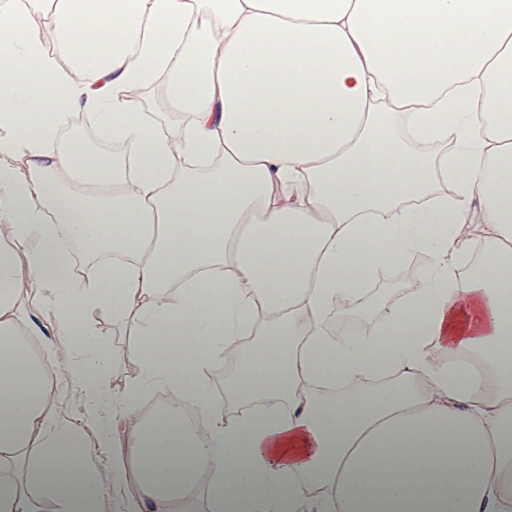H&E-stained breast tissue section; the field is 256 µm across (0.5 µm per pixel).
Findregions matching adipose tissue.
<instances>
[{
    "label": "adipose tissue",
    "mask_w": 512,
    "mask_h": 512,
    "mask_svg": "<svg viewBox=\"0 0 512 512\" xmlns=\"http://www.w3.org/2000/svg\"><path fill=\"white\" fill-rule=\"evenodd\" d=\"M415 251L371 332L337 331ZM21 255L112 405V475L53 422ZM98 308L140 368L112 391ZM129 478L136 512H512V0H0V512ZM140 102L143 112L150 113L154 117V120L161 125H164L174 118L173 112L162 100L156 87L145 89ZM409 260L408 263H406ZM429 261L428 255L425 253H410L402 261L406 263L400 272L398 278L393 280H378L375 278L373 283L368 287V295L373 293H392L399 289L405 288L407 284L427 265ZM88 329L93 332L90 336L95 344L111 355L112 351L124 347L126 330L112 322V316L102 310L94 311L89 318Z\"/></svg>",
    "instance_id": "obj_1"
}]
</instances>
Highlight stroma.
Listing matches in <instances>:
<instances>
[{
  "mask_svg": "<svg viewBox=\"0 0 512 512\" xmlns=\"http://www.w3.org/2000/svg\"><path fill=\"white\" fill-rule=\"evenodd\" d=\"M26 306L33 324V342L51 371L62 377L51 402L56 421L77 429L83 439L89 467L111 474L116 450L105 441L103 428L112 416L111 408L81 389L74 378L81 368L84 352L77 338L62 332L49 304V292L42 288L29 269H22Z\"/></svg>",
  "mask_w": 512,
  "mask_h": 512,
  "instance_id": "1",
  "label": "stroma"
}]
</instances>
